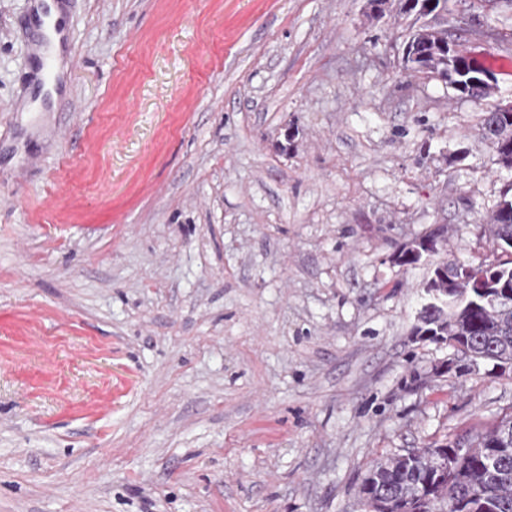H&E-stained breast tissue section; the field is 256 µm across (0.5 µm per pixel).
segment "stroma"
<instances>
[{"label":"stroma","instance_id":"obj_1","mask_svg":"<svg viewBox=\"0 0 512 512\" xmlns=\"http://www.w3.org/2000/svg\"><path fill=\"white\" fill-rule=\"evenodd\" d=\"M0 0V512H367L378 460L512 414L415 339L443 231L512 192L479 105L403 73L365 0ZM468 45L512 99V13ZM62 0H43L42 3V17L40 21V27L43 31L41 37L35 41L37 67L40 72V85L42 90L46 88L48 94L52 92H59L60 86L57 82V74L54 71L53 65L49 59V54L39 53L40 46L43 42L48 40L50 37L60 35V40L68 41V37L62 34L60 28L54 23V12L60 11V5Z\"/></svg>","mask_w":512,"mask_h":512}]
</instances>
